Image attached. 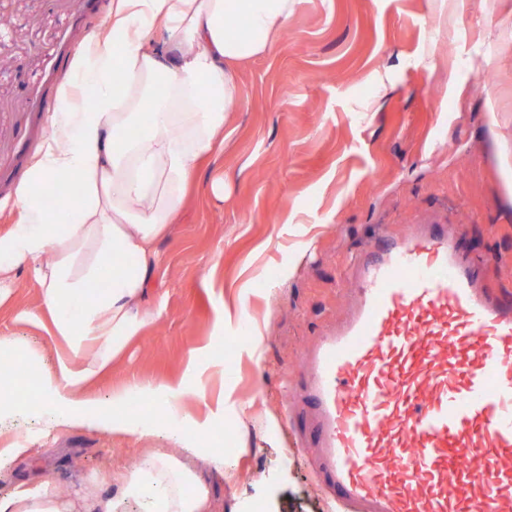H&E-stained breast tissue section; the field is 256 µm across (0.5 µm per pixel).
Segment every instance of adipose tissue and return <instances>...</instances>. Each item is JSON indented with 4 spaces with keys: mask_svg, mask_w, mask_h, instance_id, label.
I'll list each match as a JSON object with an SVG mask.
<instances>
[{
    "mask_svg": "<svg viewBox=\"0 0 512 512\" xmlns=\"http://www.w3.org/2000/svg\"><path fill=\"white\" fill-rule=\"evenodd\" d=\"M300 0H115L109 34L85 39L72 63L77 85L90 100L63 91L39 158L19 197L16 224L0 235V304L20 265L35 274L55 335L69 355L45 362L16 338L0 336V353L22 365L50 400V426L90 419L118 430L150 435L162 425L185 438L223 471L224 454L206 441L222 416L194 418L185 409V383L133 384L106 403L80 395L105 370L125 337L141 326L136 310L158 269V243L174 224L190 179L210 157L229 122L236 68L267 52ZM163 27L166 40L152 33ZM72 182L67 206L49 210L50 185ZM54 261H47V254ZM97 352L89 367L76 355ZM149 401L153 418L130 422L128 392ZM210 512L207 489L184 462L156 454L125 477L117 498H97L88 512ZM0 512H68L53 485L19 483L0 498Z\"/></svg>",
    "mask_w": 512,
    "mask_h": 512,
    "instance_id": "1",
    "label": "adipose tissue"
}]
</instances>
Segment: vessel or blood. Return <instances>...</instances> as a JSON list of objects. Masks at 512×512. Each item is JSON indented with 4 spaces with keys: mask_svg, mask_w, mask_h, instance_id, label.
<instances>
[{
    "mask_svg": "<svg viewBox=\"0 0 512 512\" xmlns=\"http://www.w3.org/2000/svg\"><path fill=\"white\" fill-rule=\"evenodd\" d=\"M479 266L429 224L348 268L358 309L307 356L305 396L323 482L352 512H512V300Z\"/></svg>",
    "mask_w": 512,
    "mask_h": 512,
    "instance_id": "obj_1",
    "label": "vessel or blood"
}]
</instances>
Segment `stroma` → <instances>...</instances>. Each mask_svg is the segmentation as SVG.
Returning <instances> with one entry per match:
<instances>
[{
    "label": "stroma",
    "mask_w": 512,
    "mask_h": 512,
    "mask_svg": "<svg viewBox=\"0 0 512 512\" xmlns=\"http://www.w3.org/2000/svg\"><path fill=\"white\" fill-rule=\"evenodd\" d=\"M112 6L0 0L14 43L0 59V234L17 220L80 36L105 31ZM237 95L223 145L159 245L143 327L86 394L189 380L188 412L223 405L232 430L223 474L193 461L211 512H340L316 474L312 408L298 403L289 425L283 406L305 352L356 307L344 267L375 236L457 226L463 256L487 259L482 288L512 299V0H302L270 51L239 67ZM50 325L19 267L0 336L65 352ZM19 436L31 452L0 472V496L32 475L71 512L91 493L121 495L120 476L145 456L187 454L162 435L32 420L0 429V448Z\"/></svg>",
    "instance_id": "obj_1"
}]
</instances>
